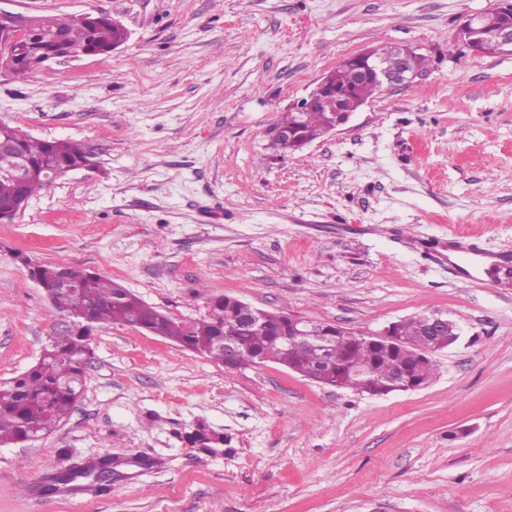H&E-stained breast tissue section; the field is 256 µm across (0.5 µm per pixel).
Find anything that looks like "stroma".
Listing matches in <instances>:
<instances>
[{"label": "stroma", "mask_w": 512, "mask_h": 512, "mask_svg": "<svg viewBox=\"0 0 512 512\" xmlns=\"http://www.w3.org/2000/svg\"><path fill=\"white\" fill-rule=\"evenodd\" d=\"M498 5L0 0L129 33L109 55L0 78V121L98 161L0 223V382L50 336L40 263L110 277L183 323L224 294L356 331L420 313L460 329L427 387L370 396L102 326L69 416L0 445V512H512V279L461 281L447 248L512 260V55L457 36ZM389 45L419 47L426 70L271 156L266 129L323 74ZM105 458L107 487L48 491Z\"/></svg>", "instance_id": "35a3bbf8"}]
</instances>
